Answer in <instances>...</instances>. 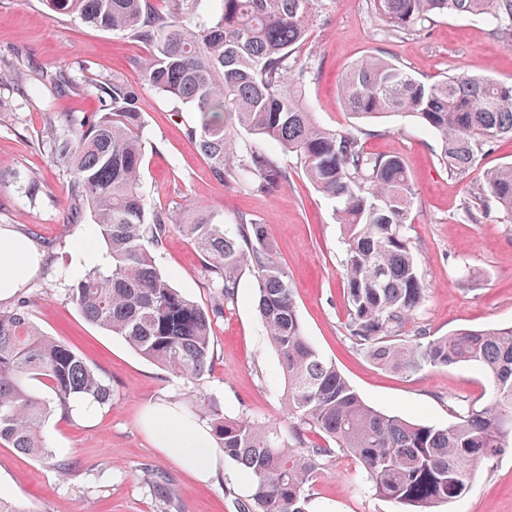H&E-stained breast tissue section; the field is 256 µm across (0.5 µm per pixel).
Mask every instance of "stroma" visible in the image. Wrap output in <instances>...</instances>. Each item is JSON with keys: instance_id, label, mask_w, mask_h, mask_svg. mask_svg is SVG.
I'll list each match as a JSON object with an SVG mask.
<instances>
[{"instance_id": "35a3bbf8", "label": "stroma", "mask_w": 512, "mask_h": 512, "mask_svg": "<svg viewBox=\"0 0 512 512\" xmlns=\"http://www.w3.org/2000/svg\"><path fill=\"white\" fill-rule=\"evenodd\" d=\"M149 51L146 43L77 17L50 15L43 0H0V229L26 239L42 256L17 294L29 300L32 320L79 351L113 390L92 423L50 418L49 444L64 449V457L27 456L0 444V494L27 512H239L237 482L200 483L156 448L148 431L151 412L174 403L206 423L218 411L288 424L278 359L255 310L251 273H239L234 299L218 296L206 257L181 233H172L159 251L160 269L184 294L221 310L211 338L212 367L203 376L187 382L143 359L120 337L89 324L71 303L62 271L99 264L105 247L90 224L69 223L70 185L43 144L67 117L97 111V88L114 76L140 92V189L148 202L186 220L202 207L230 225L242 218L265 225L309 340L369 405L414 423L445 424L451 406L483 403L488 382L479 369L402 375L359 350L345 328V246L334 201L315 188L292 154L274 153L285 177L273 192H257L245 178L216 180L187 136L193 109L146 84L140 63ZM369 54L395 60L423 82L462 71L512 82V46L494 38L478 17H438L423 32L394 38L370 0H324L293 55L307 73L302 96L321 125L356 133L367 152L399 155L409 169L415 190L409 235L427 286L412 329L441 336L512 324V223L465 216L485 173L512 163V140L484 147L465 175L454 176L441 161L436 137L414 118L356 120L340 85ZM59 74L70 78L68 88L55 84ZM31 179L37 184L32 195L24 190ZM356 478L351 458H333L313 487L315 503L324 512H398L390 501L359 494ZM441 512H512V452L482 467L468 494Z\"/></svg>"}]
</instances>
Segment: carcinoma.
Returning <instances> with one entry per match:
<instances>
[{
  "mask_svg": "<svg viewBox=\"0 0 512 512\" xmlns=\"http://www.w3.org/2000/svg\"><path fill=\"white\" fill-rule=\"evenodd\" d=\"M103 30L149 45L141 63L157 92L190 105L188 138L224 182L244 172L260 192L283 178L268 150H237L242 128L299 157L308 179L336 201L345 249L348 331L377 365L406 374L476 367L497 392L486 403L459 405L446 426L412 423L368 405L336 364L308 340L288 276L266 227L228 225L198 208L186 224L151 207L140 192L144 114L139 90L114 78L98 85L101 109L69 120L44 142L72 183L71 223L88 214L110 261L67 275L70 299L88 322L122 337L143 358L192 381L213 359L207 309L174 288L156 253L175 230L209 259L212 287L234 296L239 272H252L258 314L287 385L289 426L215 415L212 431L224 459L250 479L243 512H309L311 491L338 453L361 468V491L402 507L435 512L465 496L480 468L512 446V324L461 329L446 336L406 327L426 298L407 233L414 188L404 160L367 152L361 138L321 126L301 98L305 71L293 50L307 37L323 0H222L220 16L194 21L198 0H47ZM389 33L411 35L436 16H478L512 42V0H370ZM346 109L363 120L406 114L433 132L441 160L461 174L475 152L512 139V83L460 73L432 83L376 55L357 61L342 80ZM512 222V163L489 170L470 195L466 216ZM29 301L0 312V444L51 458L45 428L70 402L109 403L112 387L67 344L34 321Z\"/></svg>",
  "mask_w": 512,
  "mask_h": 512,
  "instance_id": "carcinoma-1",
  "label": "carcinoma"
}]
</instances>
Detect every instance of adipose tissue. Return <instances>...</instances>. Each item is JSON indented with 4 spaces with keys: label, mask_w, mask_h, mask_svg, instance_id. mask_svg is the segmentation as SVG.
I'll return each instance as SVG.
<instances>
[{
    "label": "adipose tissue",
    "mask_w": 512,
    "mask_h": 512,
    "mask_svg": "<svg viewBox=\"0 0 512 512\" xmlns=\"http://www.w3.org/2000/svg\"><path fill=\"white\" fill-rule=\"evenodd\" d=\"M35 251L24 239L0 242V300L9 299L33 271ZM151 433L157 447L185 462L196 479L206 483L224 475V453L215 445L207 424L160 411L152 419Z\"/></svg>",
    "instance_id": "ef3b65f1"
}]
</instances>
